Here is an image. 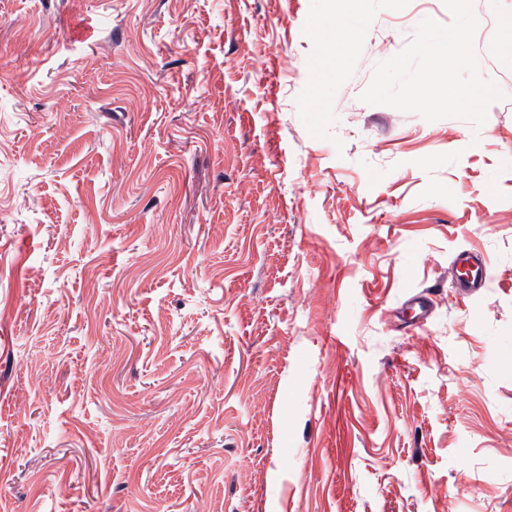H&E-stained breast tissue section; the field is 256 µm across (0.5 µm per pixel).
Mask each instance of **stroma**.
Wrapping results in <instances>:
<instances>
[{
	"label": "stroma",
	"mask_w": 512,
	"mask_h": 512,
	"mask_svg": "<svg viewBox=\"0 0 512 512\" xmlns=\"http://www.w3.org/2000/svg\"><path fill=\"white\" fill-rule=\"evenodd\" d=\"M0 158V512H512V0H0ZM459 269V287L466 293H481L491 280V270L484 257L478 252L462 250L454 257Z\"/></svg>",
	"instance_id": "35a3bbf8"
}]
</instances>
